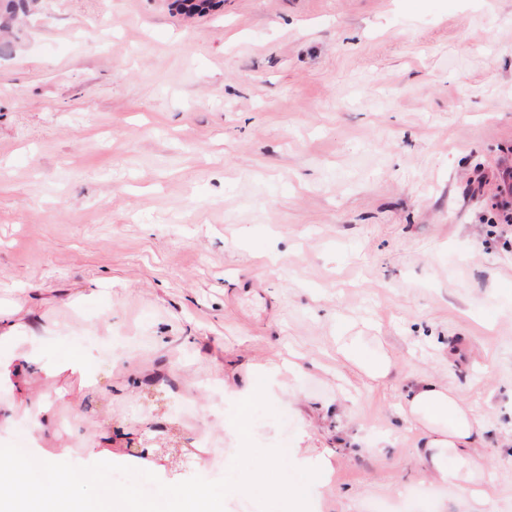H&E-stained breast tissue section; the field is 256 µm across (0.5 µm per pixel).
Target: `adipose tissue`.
Segmentation results:
<instances>
[{
  "label": "adipose tissue",
  "instance_id": "obj_1",
  "mask_svg": "<svg viewBox=\"0 0 512 512\" xmlns=\"http://www.w3.org/2000/svg\"><path fill=\"white\" fill-rule=\"evenodd\" d=\"M56 372L45 369L33 349L0 360V385H9L19 392L34 431L43 438L52 435L55 427L44 389L51 386ZM36 381L41 382V389H33ZM403 403L404 421L420 427L416 455L423 474L458 489L476 505V512H495L494 500L482 482L484 467L477 448L483 427L470 408L464 406L457 389L446 378L430 376L408 388Z\"/></svg>",
  "mask_w": 512,
  "mask_h": 512
}]
</instances>
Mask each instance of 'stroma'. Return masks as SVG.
I'll return each mask as SVG.
<instances>
[{"label":"stroma","mask_w":512,"mask_h":512,"mask_svg":"<svg viewBox=\"0 0 512 512\" xmlns=\"http://www.w3.org/2000/svg\"><path fill=\"white\" fill-rule=\"evenodd\" d=\"M509 99L512 0H38L0 53V313L100 391L74 415L61 374L50 442L20 409L0 444L86 466V430L138 420L135 468L214 481L235 389L295 353L252 437L332 461L322 512H471L400 417L429 375L512 512ZM340 336L397 371L337 361ZM268 391L275 396V388L293 395L296 392L301 367L291 360H282L265 367Z\"/></svg>","instance_id":"obj_1"}]
</instances>
